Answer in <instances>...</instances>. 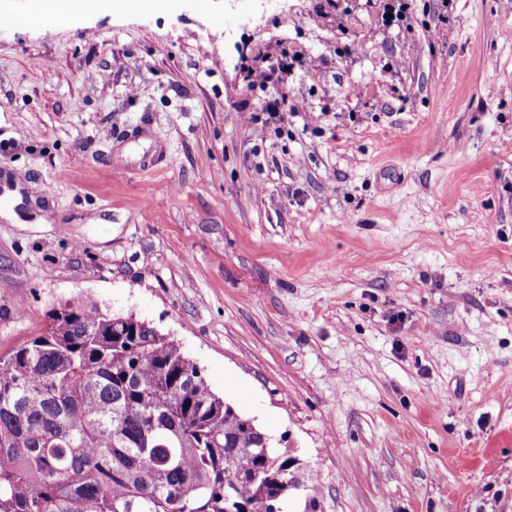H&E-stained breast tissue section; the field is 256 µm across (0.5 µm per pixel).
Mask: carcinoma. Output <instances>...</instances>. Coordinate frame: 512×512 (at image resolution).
Masks as SVG:
<instances>
[{"label":"carcinoma","mask_w":512,"mask_h":512,"mask_svg":"<svg viewBox=\"0 0 512 512\" xmlns=\"http://www.w3.org/2000/svg\"><path fill=\"white\" fill-rule=\"evenodd\" d=\"M0 355V512H285L297 459L179 344L68 300Z\"/></svg>","instance_id":"obj_1"}]
</instances>
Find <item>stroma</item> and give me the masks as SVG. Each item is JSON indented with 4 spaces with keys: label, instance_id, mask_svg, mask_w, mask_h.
Returning <instances> with one entry per match:
<instances>
[{
    "label": "stroma",
    "instance_id": "obj_1",
    "mask_svg": "<svg viewBox=\"0 0 512 512\" xmlns=\"http://www.w3.org/2000/svg\"><path fill=\"white\" fill-rule=\"evenodd\" d=\"M408 3L0 28V355L132 313L290 450L287 512H512V0Z\"/></svg>",
    "mask_w": 512,
    "mask_h": 512
}]
</instances>
